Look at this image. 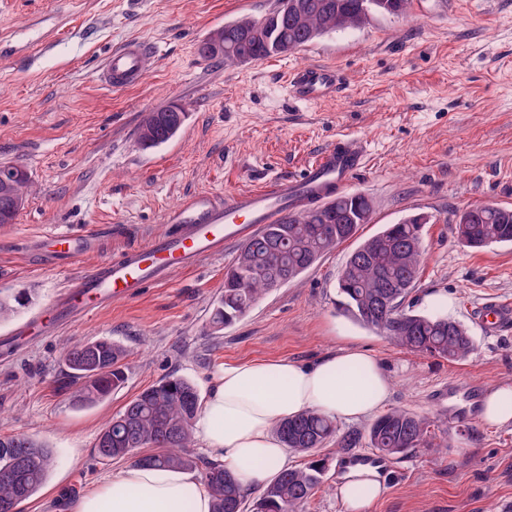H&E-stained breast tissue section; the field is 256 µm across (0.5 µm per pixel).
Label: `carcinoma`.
Wrapping results in <instances>:
<instances>
[{
	"instance_id": "obj_1",
	"label": "carcinoma",
	"mask_w": 512,
	"mask_h": 512,
	"mask_svg": "<svg viewBox=\"0 0 512 512\" xmlns=\"http://www.w3.org/2000/svg\"><path fill=\"white\" fill-rule=\"evenodd\" d=\"M410 0H277L265 15L241 17L224 24L225 64L260 61L286 54L330 32L368 22L373 16L403 15ZM139 129L143 146L167 141L170 125L185 117L179 105L152 112ZM0 224H10L25 203L27 171L16 166L0 172ZM371 215L372 205L360 193H338L330 212L312 206L266 224L250 236L235 262L224 273V292L213 302L211 324L216 330L244 316L277 282L288 283L316 258L355 237L352 220ZM425 218L409 214L388 224L351 253L339 277L342 310L361 325L410 353L462 361L474 351V341L458 322L418 313L406 305L417 281L423 251ZM458 241L471 248L512 243V208L492 204L468 208L467 222L456 225ZM20 292L0 294V318L25 305ZM126 350L106 337L70 345L64 360L80 406L94 404L125 381ZM201 408L197 387L172 377L142 391L123 411L105 423L97 452L105 459H131L136 464L195 471L211 493L212 512H305V505L322 481L326 465L314 453L331 439L337 451L349 453L367 439V447L387 457H403L428 444L431 421L402 409L379 415L366 433L342 437L328 416L307 412L276 423L275 431L289 451L311 458L279 471L260 495L248 500L235 476L224 465L192 456L194 422ZM51 448L25 435L0 437V512H17L18 505L45 483L54 466Z\"/></svg>"
}]
</instances>
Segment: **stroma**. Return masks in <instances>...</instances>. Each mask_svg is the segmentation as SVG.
I'll return each mask as SVG.
<instances>
[{
	"mask_svg": "<svg viewBox=\"0 0 512 512\" xmlns=\"http://www.w3.org/2000/svg\"><path fill=\"white\" fill-rule=\"evenodd\" d=\"M276 0H0V162L25 167L31 186L13 223L0 224V292L29 301L0 321V339L47 312L84 271L175 232L170 212L195 196L261 188L296 178L343 136L367 151L345 192L366 195L370 223L241 319L214 330L212 304L239 244L167 281L92 314L56 324L20 350L0 343V436L34 435L54 451L45 485L20 512H68L67 502L128 466L98 456L105 422L145 388L170 377L208 395L224 365L263 359L313 362L337 347L372 352L392 383L387 408L435 421V446L385 458L384 492L369 512H508L512 423L491 425L448 389L512 386V327L476 316L490 300L512 302V245L475 250L452 224L467 207L512 208V0H411L407 14L376 16L321 35L287 55L252 63L205 59L198 47L224 22L260 17ZM131 39L151 54L136 86L100 85L103 58ZM334 65L340 97L292 98L289 71ZM182 104L170 141L138 140L146 113ZM410 213L428 215L409 300L416 311L462 324L475 352L463 362L415 355L339 308L338 280L359 242ZM86 231L96 247L79 260L42 256L56 232ZM111 337L128 352L126 381L80 407L63 360L77 341ZM327 469L306 512H346L336 495L347 467L371 457L335 443L319 449Z\"/></svg>",
	"mask_w": 512,
	"mask_h": 512,
	"instance_id": "1",
	"label": "stroma"
}]
</instances>
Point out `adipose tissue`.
Listing matches in <instances>:
<instances>
[{
    "label": "adipose tissue",
    "mask_w": 512,
    "mask_h": 512,
    "mask_svg": "<svg viewBox=\"0 0 512 512\" xmlns=\"http://www.w3.org/2000/svg\"><path fill=\"white\" fill-rule=\"evenodd\" d=\"M390 394V378L379 361L352 345L312 363L232 364L214 375L196 428L248 491L288 466L276 422L308 411L360 420L384 406ZM382 491L378 473L364 465L350 467L337 487L348 512H367ZM73 512H212V498L185 471L132 466L93 487Z\"/></svg>",
    "instance_id": "obj_1"
}]
</instances>
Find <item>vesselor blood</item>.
<instances>
[{
    "mask_svg": "<svg viewBox=\"0 0 512 512\" xmlns=\"http://www.w3.org/2000/svg\"><path fill=\"white\" fill-rule=\"evenodd\" d=\"M149 50L139 40L113 49L98 72L99 81L113 90L139 83ZM344 84L333 65L309 66L287 77L292 97L319 102L338 96ZM359 142L343 139L317 158L299 178L278 180L263 189L236 194L222 203L196 198L173 214L182 231L172 237L155 238L144 248H132L125 262L94 267L79 276L59 300L63 313H91L107 303L126 299L146 284L162 280L174 271L210 254H223L225 246L255 233L262 225L277 222L321 201L339 188L364 164ZM87 238L75 232L54 233L49 256L80 257Z\"/></svg>",
    "mask_w": 512,
    "mask_h": 512,
    "instance_id": "1",
    "label": "vessel or blood"
}]
</instances>
